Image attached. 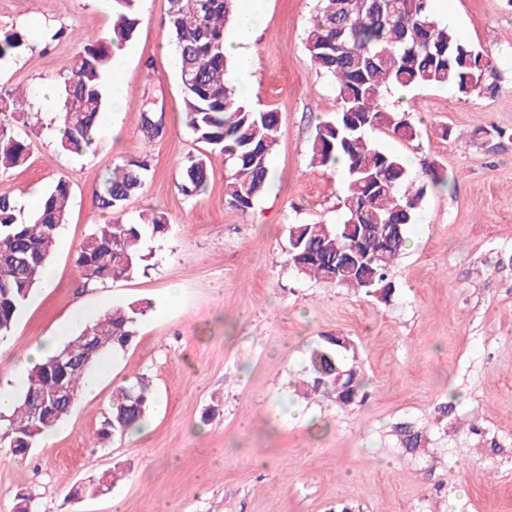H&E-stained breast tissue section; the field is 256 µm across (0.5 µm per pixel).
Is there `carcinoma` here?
I'll return each mask as SVG.
<instances>
[{"label": "carcinoma", "mask_w": 512, "mask_h": 512, "mask_svg": "<svg viewBox=\"0 0 512 512\" xmlns=\"http://www.w3.org/2000/svg\"><path fill=\"white\" fill-rule=\"evenodd\" d=\"M111 2L108 38L75 53L60 87L64 130L59 148L67 154L81 156L96 146L92 132L107 104L103 75L112 69L115 51L135 33L140 0ZM235 18L236 0H170L166 25L187 124L197 141L228 158L225 201L245 210L267 185L279 116L271 109L253 108L226 82L232 65L224 54V25ZM304 45L316 72L335 85L336 117L315 126L311 160L325 169L340 157L347 161L344 214L339 224L290 225L288 261L315 281L385 300L392 292L388 272L406 250L425 187L414 184L400 157L380 150L369 137L378 129L413 137L407 120L383 104L384 91L392 86L453 87L462 94H480L493 59L440 24L430 12L429 0H318ZM36 100L33 91L0 90V172L27 163L28 145L19 123L22 115L35 111ZM136 115L148 138L161 133L162 117L145 109ZM149 171L146 159H127L114 167L96 193L95 209L112 219L95 225L76 251L84 285H105L147 269L146 242L165 230L167 220L155 215L147 222L125 224L120 214L143 188ZM207 180L205 160L190 158L181 168L178 188L194 198L206 190ZM69 198L70 185L61 178L42 196L36 212L22 221L18 201L0 196L1 342L10 336L31 290L41 282L66 223ZM149 308V302L133 301L108 310L66 338L42 363L25 366V388L13 410L0 414V448L26 458L73 409L60 398V385H67L72 398L78 399L100 357L129 346ZM66 350L74 362L62 368L57 357ZM353 353L349 337H323L309 355L304 393L331 394L341 407L363 402L366 384L348 363ZM154 405L152 384L144 376L117 387L108 416L91 437L92 447L130 435ZM399 435L404 452L412 455L419 450L421 432L404 425ZM124 475V468L115 466L107 471L104 483L100 473H91L69 486L66 497L76 501L103 495Z\"/></svg>", "instance_id": "carcinoma-1"}]
</instances>
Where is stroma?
I'll return each instance as SVG.
<instances>
[{
  "instance_id": "35a3bbf8",
  "label": "stroma",
  "mask_w": 512,
  "mask_h": 512,
  "mask_svg": "<svg viewBox=\"0 0 512 512\" xmlns=\"http://www.w3.org/2000/svg\"><path fill=\"white\" fill-rule=\"evenodd\" d=\"M315 6L264 0L247 100L277 111L280 127L272 177L250 209L225 203L228 162L186 124L168 0L140 2L134 37L113 62L128 110L94 151H60L57 99L29 115V160L0 173V195L28 216L29 191L63 178L71 200L50 263L55 284L33 290L0 343V382L22 375L34 341L77 331L73 313L90 294L102 312L137 300L152 308L130 346L104 354L94 392L78 398L63 431L23 461L0 448V512H13L21 492L41 512H512V0H448L435 15L495 57L491 91L411 89L414 137L373 135L414 180L430 167L448 178L427 184L385 302L310 280L287 261L289 225L342 218L343 171L311 163L316 124L336 114L334 86L304 47ZM111 20V0H0V36L21 40L0 59V85L58 84L76 48L108 37ZM141 105L163 115L155 139L132 113ZM139 153L150 175L123 220L159 213L169 229L149 242L146 271L90 290L75 254L103 220L95 195ZM190 156L209 169L196 198L177 188ZM336 335L353 341L369 382L362 405L297 391L310 348ZM138 374L156 390L146 430L91 448L113 389ZM403 424L423 434L416 454L401 449ZM117 463L128 473L109 493L66 501L67 485Z\"/></svg>"
}]
</instances>
